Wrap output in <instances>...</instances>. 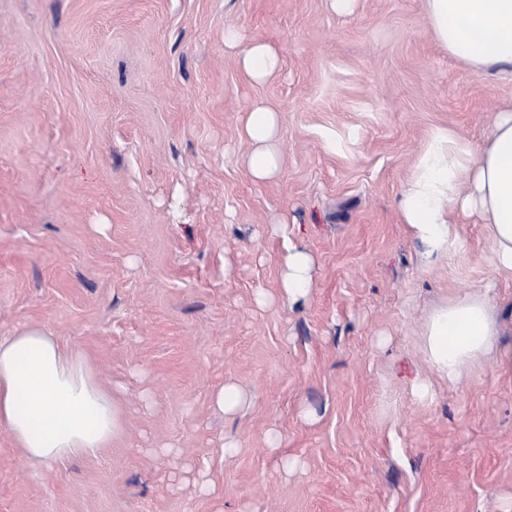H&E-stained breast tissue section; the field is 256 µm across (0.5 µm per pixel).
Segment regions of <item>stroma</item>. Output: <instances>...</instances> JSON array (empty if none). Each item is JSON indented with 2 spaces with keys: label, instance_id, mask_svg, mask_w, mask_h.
I'll use <instances>...</instances> for the list:
<instances>
[{
  "label": "stroma",
  "instance_id": "1",
  "mask_svg": "<svg viewBox=\"0 0 512 512\" xmlns=\"http://www.w3.org/2000/svg\"><path fill=\"white\" fill-rule=\"evenodd\" d=\"M231 25L274 77L247 81ZM255 101L279 113L265 182ZM511 106L512 74L448 56L422 0H0V335L50 331L124 416L99 457L50 465L0 428V512H512V378L410 390L432 307L512 280L477 219L427 266L397 209L432 127L480 146ZM292 246L313 260L293 307ZM245 35L238 27H229L224 31V46L231 51L240 47L237 53L238 64L251 82L259 83L272 77L280 68V56L268 43L252 40L243 44ZM244 130L251 150L244 162L256 181L273 179L279 171L278 113L263 102H253L245 116ZM312 265V258L307 252L294 246L289 248L281 288L288 303H299L308 297L312 285ZM213 404L224 414H233L245 406L246 396L235 384L229 383L215 393Z\"/></svg>",
  "mask_w": 512,
  "mask_h": 512
}]
</instances>
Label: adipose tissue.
Returning <instances> with one entry per match:
<instances>
[{"mask_svg": "<svg viewBox=\"0 0 512 512\" xmlns=\"http://www.w3.org/2000/svg\"><path fill=\"white\" fill-rule=\"evenodd\" d=\"M424 16L431 38L471 72L512 69V0H424ZM224 45L236 52L252 82L280 68L278 52L264 41H246L240 28L225 30ZM244 130L251 144L244 159L250 175L260 182L273 179L280 166L277 112L253 102ZM398 207L428 263L457 254L463 247L461 218L479 216L498 272L512 278V111L495 115L489 141L480 149L448 127L432 129ZM312 265L307 252L289 248L281 288L289 303L308 297ZM502 334L501 307L488 291L468 290L431 311L419 346L437 381L456 385L490 359L512 375V349H500ZM122 426L111 387L80 352L39 327L0 336V427L28 459L98 457Z\"/></svg>", "mask_w": 512, "mask_h": 512, "instance_id": "adipose-tissue-1", "label": "adipose tissue"}]
</instances>
